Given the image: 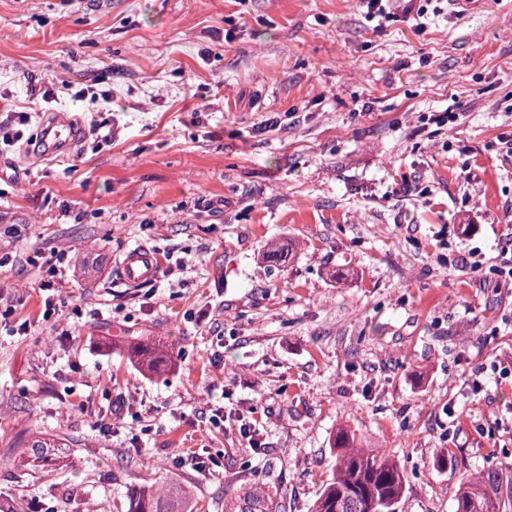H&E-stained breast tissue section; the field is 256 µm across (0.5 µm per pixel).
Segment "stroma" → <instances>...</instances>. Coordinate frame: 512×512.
<instances>
[{
    "instance_id": "1",
    "label": "stroma",
    "mask_w": 512,
    "mask_h": 512,
    "mask_svg": "<svg viewBox=\"0 0 512 512\" xmlns=\"http://www.w3.org/2000/svg\"><path fill=\"white\" fill-rule=\"evenodd\" d=\"M390 11L0 0V114L49 82L52 111L115 130L0 154V512H94L159 478L206 512L256 483L310 512L342 425L407 471L395 512H454L462 473L512 463V378L485 369L512 370L491 271L512 237V0ZM142 246L163 266L131 285L115 264ZM119 336L174 361L142 371Z\"/></svg>"
}]
</instances>
